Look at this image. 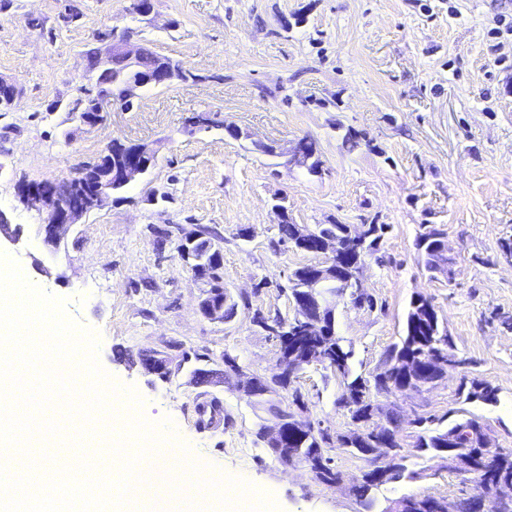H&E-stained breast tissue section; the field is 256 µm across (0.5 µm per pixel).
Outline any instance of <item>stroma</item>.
<instances>
[{"label": "stroma", "mask_w": 512, "mask_h": 512, "mask_svg": "<svg viewBox=\"0 0 512 512\" xmlns=\"http://www.w3.org/2000/svg\"><path fill=\"white\" fill-rule=\"evenodd\" d=\"M66 3L78 11L68 25L57 21ZM130 4L0 0V74L20 88L12 110L0 114V211L22 232L0 252L64 298L70 319L96 331L99 365L115 385L136 391L142 417L167 447L212 476L267 492L281 512H363L349 484L366 462L339 455L336 485L284 464L259 441L262 421L240 389L247 378L277 372V343L253 325V309L291 313L280 285L318 261L279 244L281 199L294 223L312 228L388 227L379 259L366 260L359 274L378 308L336 300V331L354 351L353 373L378 368L419 293L467 360L431 390L390 397L403 439L413 442L415 419L451 411L512 449V259L499 247L512 236V0H154L145 19L130 14ZM127 27L195 78L146 90L132 110L81 126L68 110L88 85L85 52ZM201 112L217 114L222 127L188 132L187 117ZM229 125L241 137L229 136ZM350 128L363 135L354 148L343 142ZM305 136L317 142L315 173L281 153ZM115 140L153 149L150 174L83 217L58 247L45 244L18 185L74 178ZM260 141L276 153L258 150ZM163 224L216 228L224 286L231 296L249 295L251 308L224 323L202 317L204 283L175 242L153 233ZM427 224L444 232L449 273L424 265L417 239ZM242 229L249 239L239 237ZM150 350L176 361L197 352V368L219 377L198 385L184 370L160 379L143 365ZM228 355L241 372L224 380ZM474 377L497 387V403L466 401L463 387ZM298 385L311 421L333 433L350 429L335 406L334 377L312 368ZM204 396L217 398L227 417L210 432L195 423ZM407 465L422 478L382 486L378 507L424 495L453 506L475 491L432 454L415 453Z\"/></svg>", "instance_id": "1"}]
</instances>
